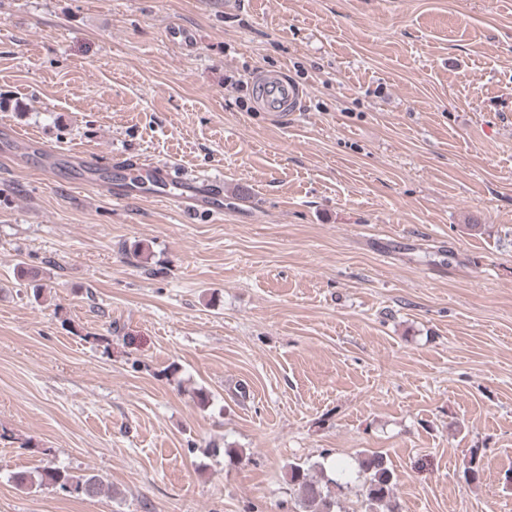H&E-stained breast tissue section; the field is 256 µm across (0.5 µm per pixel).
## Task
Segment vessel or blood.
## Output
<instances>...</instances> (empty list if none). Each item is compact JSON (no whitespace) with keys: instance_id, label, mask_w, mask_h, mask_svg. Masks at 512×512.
I'll list each match as a JSON object with an SVG mask.
<instances>
[{"instance_id":"1","label":"vessel or blood","mask_w":512,"mask_h":512,"mask_svg":"<svg viewBox=\"0 0 512 512\" xmlns=\"http://www.w3.org/2000/svg\"><path fill=\"white\" fill-rule=\"evenodd\" d=\"M252 83L261 108L274 119L286 118L302 106L301 88L283 73L259 71L253 75ZM29 145L38 150L43 167L71 173L73 179L91 186L102 180L105 170H114L116 191L123 197L140 196L143 188L150 186L160 197L174 201L186 216L218 213L223 209L222 193L209 179L195 175L174 178L157 165L130 159L116 160L107 168L89 155L51 150L34 138Z\"/></svg>"}]
</instances>
